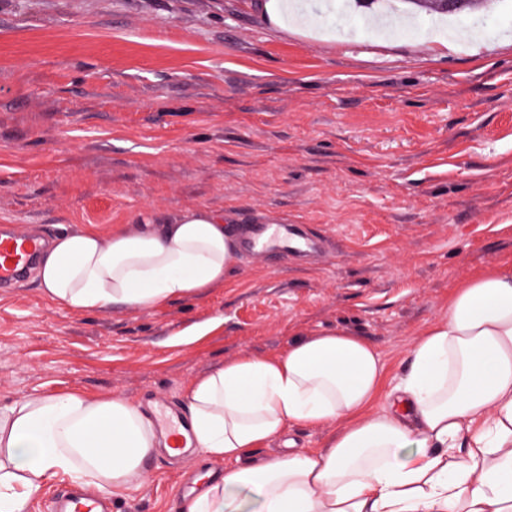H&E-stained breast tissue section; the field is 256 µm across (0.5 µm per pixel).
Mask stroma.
Masks as SVG:
<instances>
[{"instance_id":"35a3bbf8","label":"stroma","mask_w":512,"mask_h":512,"mask_svg":"<svg viewBox=\"0 0 512 512\" xmlns=\"http://www.w3.org/2000/svg\"><path fill=\"white\" fill-rule=\"evenodd\" d=\"M254 0H0V225L55 238L194 208L293 224L320 256L240 255L225 281L150 309L75 312L35 274L0 289V405L118 396L159 422L237 357L349 330L383 386L477 272L512 261V0L449 37L273 28ZM298 423L256 456L321 448ZM199 455L151 456L112 512H181Z\"/></svg>"}]
</instances>
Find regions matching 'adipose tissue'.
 <instances>
[{
  "mask_svg": "<svg viewBox=\"0 0 512 512\" xmlns=\"http://www.w3.org/2000/svg\"><path fill=\"white\" fill-rule=\"evenodd\" d=\"M239 236L207 209L166 224L147 216L109 234L58 235L36 274L52 301L76 311L148 309L222 283ZM382 371L370 342L334 330L194 381V442L204 460L227 467L186 512H512V262L457 288L447 316L415 345L389 407L375 411ZM331 420L344 427L326 447L252 456L289 425ZM170 444L119 397H26L0 408V512H26L61 476L122 495Z\"/></svg>",
  "mask_w": 512,
  "mask_h": 512,
  "instance_id": "ef3b65f1",
  "label": "adipose tissue"
}]
</instances>
